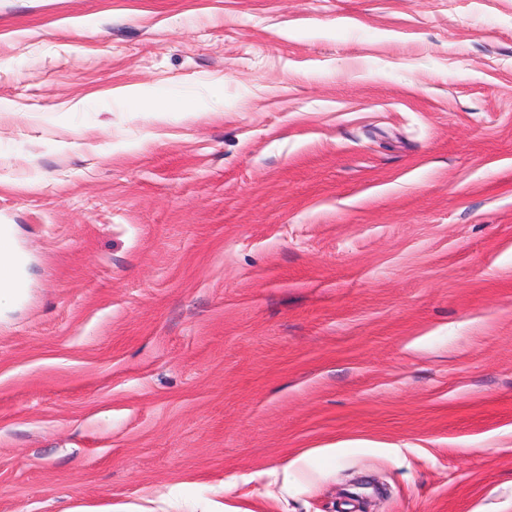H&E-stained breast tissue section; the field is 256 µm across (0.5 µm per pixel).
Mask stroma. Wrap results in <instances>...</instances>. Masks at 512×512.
Masks as SVG:
<instances>
[{"label":"stroma","mask_w":512,"mask_h":512,"mask_svg":"<svg viewBox=\"0 0 512 512\" xmlns=\"http://www.w3.org/2000/svg\"><path fill=\"white\" fill-rule=\"evenodd\" d=\"M0 512H512V0H0ZM14 259L9 236L0 230V300L4 293L12 290L14 287L11 277Z\"/></svg>","instance_id":"stroma-1"}]
</instances>
